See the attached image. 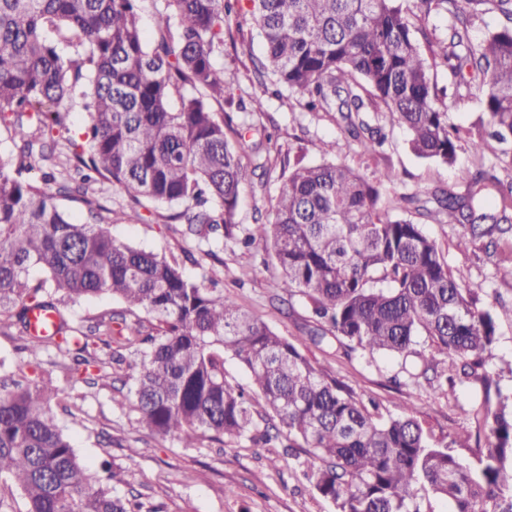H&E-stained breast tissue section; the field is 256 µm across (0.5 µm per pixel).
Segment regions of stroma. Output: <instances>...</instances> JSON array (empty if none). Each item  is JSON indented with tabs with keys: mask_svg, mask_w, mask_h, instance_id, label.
I'll use <instances>...</instances> for the list:
<instances>
[{
	"mask_svg": "<svg viewBox=\"0 0 512 512\" xmlns=\"http://www.w3.org/2000/svg\"><path fill=\"white\" fill-rule=\"evenodd\" d=\"M239 21V27L225 33L224 49L215 53L214 62L223 68L225 80L239 86L243 98L261 97L264 107L247 115L228 105L224 114L233 125L252 124L255 138L264 139L270 154L268 175L251 178L241 188L236 215L240 228L250 227L260 216L271 218L270 204L293 165L300 159L320 161L324 156L317 146L323 141L330 145L326 157L362 175L391 171L392 181L382 191L386 201L400 193H430L440 187L461 190L459 169L478 166L477 157L466 146L453 168L417 157L409 147L406 129L387 118L382 121L388 135L384 152L374 157L362 154L329 114L301 111L289 92L278 96L264 92L252 64L253 58L262 55V44L250 35L249 14H242ZM431 74L443 91L437 105L447 112L449 123L464 132L474 128L482 115L478 77L465 70L469 87L455 91L446 68H434ZM93 197L110 209L108 230L116 241L169 257L179 258L184 250H191L193 259L184 266L187 276L204 286L223 288L243 310L289 339L314 327L303 300L281 289V271L264 243L258 241L245 249L228 241L213 257L206 244H186L179 225L163 223L154 215L136 224L125 222L121 211L127 201L111 183L97 184ZM424 230L436 242L460 286L476 291L481 307L494 314L496 343L488 371L503 392H512V278L502 277L485 257L457 249L460 225L430 221ZM245 268L251 269L250 278H242ZM305 353L314 365L328 367L360 397L375 400L382 419L398 418L416 409L434 439L445 443L464 442L474 431L466 411L481 401L479 385L466 383L442 392L425 384L417 386L399 359L361 352L347 356L332 343L307 345ZM57 415L89 468L99 469L105 459L112 462L120 474L119 481L112 484L115 494L137 496L159 512H335L333 503L316 494L303 475L305 449L289 450L276 442L256 445L245 437L221 445L203 439L198 447H182L178 438H159L135 421L121 383L99 388L83 400L64 397Z\"/></svg>",
	"mask_w": 512,
	"mask_h": 512,
	"instance_id": "35a3bbf8",
	"label": "stroma"
}]
</instances>
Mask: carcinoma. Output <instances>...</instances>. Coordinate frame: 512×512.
<instances>
[{"instance_id":"1","label":"carcinoma","mask_w":512,"mask_h":512,"mask_svg":"<svg viewBox=\"0 0 512 512\" xmlns=\"http://www.w3.org/2000/svg\"><path fill=\"white\" fill-rule=\"evenodd\" d=\"M159 2L147 42L140 0H0V127L13 144L0 155V333L17 329L20 351L36 364L28 375L0 358V484L19 493L24 512H158L112 494L103 483L115 478L110 462L104 477L83 463L54 411L61 384L104 385L127 367L138 423L185 448L202 438L222 444L256 428L245 389L224 378L229 354L278 420L250 440L267 444L284 431L288 447L307 449L305 476L336 512H430L432 496L451 501L452 512H512V396L485 371L495 318L457 283L421 225L398 216L460 224V251L476 247L490 261L512 241V185L498 205L481 198L499 183L495 168L512 169V0H249L264 49L258 75L272 77L276 94L299 95L305 112H340L342 131L367 155L379 154L387 136L360 113L387 112L418 157L455 166L462 137L436 106L430 70L443 65L458 87L468 65L486 86L485 119L469 144L493 161L459 170L464 194H403L387 209L389 172L368 180L344 164L299 161L273 219L243 237L240 188L266 167L251 170L244 157L261 156L263 142L247 137L249 127L229 142L214 105L261 112L263 102L245 105L213 60L240 0ZM489 12L500 23L475 44L472 19ZM438 14L448 15V34L436 42L415 20ZM86 87L88 122L64 155L53 130ZM62 155L59 175L31 177L34 163ZM102 180L128 198L129 223L165 206V220L187 239L264 242L282 269L281 288L306 299L318 328L296 343L186 276L177 259L115 241L89 197ZM62 200L82 201L87 221L73 220ZM102 294L122 308L77 321L59 308ZM35 310L56 314L50 335H28ZM418 336L448 365L417 364L412 379L482 385L468 414L485 437L466 459L431 443L412 410L378 418L303 351L332 338L346 354H387L405 366L418 355Z\"/></svg>"}]
</instances>
